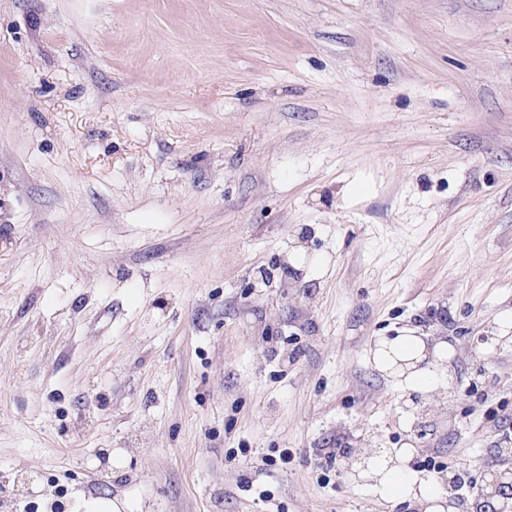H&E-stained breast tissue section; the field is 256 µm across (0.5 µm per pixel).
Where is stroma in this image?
<instances>
[{
  "label": "stroma",
  "mask_w": 512,
  "mask_h": 512,
  "mask_svg": "<svg viewBox=\"0 0 512 512\" xmlns=\"http://www.w3.org/2000/svg\"><path fill=\"white\" fill-rule=\"evenodd\" d=\"M507 313L512 0H0V512H416L346 455L487 480ZM418 329L403 328L395 336H379L371 349L375 368L413 390L428 389L431 367L448 360L454 350L443 339H431Z\"/></svg>",
  "instance_id": "1"
}]
</instances>
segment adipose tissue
I'll list each match as a JSON object with an SVG mask.
<instances>
[{"label": "adipose tissue", "instance_id": "1", "mask_svg": "<svg viewBox=\"0 0 512 512\" xmlns=\"http://www.w3.org/2000/svg\"><path fill=\"white\" fill-rule=\"evenodd\" d=\"M371 354L379 372L417 390L429 388L432 366L449 359L453 348L445 340L430 338L408 327L396 335L378 337ZM413 454L414 448L409 444L383 450L357 464L356 471L383 499L414 502L421 512H448V496L409 468Z\"/></svg>", "mask_w": 512, "mask_h": 512}]
</instances>
